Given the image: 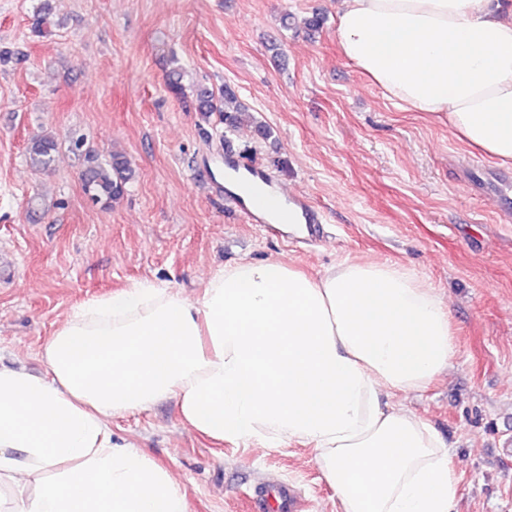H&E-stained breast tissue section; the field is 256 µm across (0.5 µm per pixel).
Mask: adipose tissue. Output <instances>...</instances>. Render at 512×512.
I'll use <instances>...</instances> for the list:
<instances>
[{
  "instance_id": "adipose-tissue-1",
  "label": "adipose tissue",
  "mask_w": 512,
  "mask_h": 512,
  "mask_svg": "<svg viewBox=\"0 0 512 512\" xmlns=\"http://www.w3.org/2000/svg\"><path fill=\"white\" fill-rule=\"evenodd\" d=\"M343 58L399 109L512 161V9L498 0H342ZM454 352L450 310L412 270L348 258L311 278L278 259L214 271L201 296L142 282L68 313L49 373L0 368V512H188L169 469L112 419L178 400L183 424L246 446L312 444L342 512H454L424 390Z\"/></svg>"
}]
</instances>
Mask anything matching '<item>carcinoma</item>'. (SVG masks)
<instances>
[{
    "mask_svg": "<svg viewBox=\"0 0 512 512\" xmlns=\"http://www.w3.org/2000/svg\"><path fill=\"white\" fill-rule=\"evenodd\" d=\"M33 30L46 36L61 26L49 4L34 11L31 22ZM195 110L198 112H223L224 124L235 127L240 122L241 110H223L214 103V93L204 86L195 89ZM58 144L51 135L32 138L26 147L30 163L37 169L49 168L55 160ZM71 150L82 161L81 189L84 196L95 205L109 207L122 198L133 170L127 158L120 154L103 156L78 138Z\"/></svg>",
    "mask_w": 512,
    "mask_h": 512,
    "instance_id": "obj_1",
    "label": "carcinoma"
}]
</instances>
